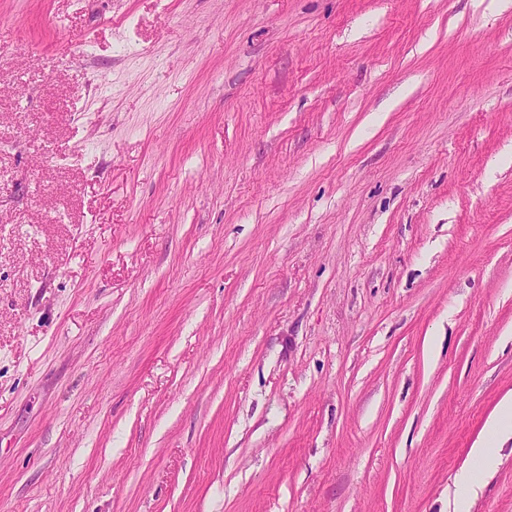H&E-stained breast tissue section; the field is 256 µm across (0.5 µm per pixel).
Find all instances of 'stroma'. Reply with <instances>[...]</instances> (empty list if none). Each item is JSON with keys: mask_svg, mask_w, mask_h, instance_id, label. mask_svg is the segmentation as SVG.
<instances>
[{"mask_svg": "<svg viewBox=\"0 0 512 512\" xmlns=\"http://www.w3.org/2000/svg\"><path fill=\"white\" fill-rule=\"evenodd\" d=\"M508 395L512 0H0V512H448Z\"/></svg>", "mask_w": 512, "mask_h": 512, "instance_id": "35a3bbf8", "label": "stroma"}]
</instances>
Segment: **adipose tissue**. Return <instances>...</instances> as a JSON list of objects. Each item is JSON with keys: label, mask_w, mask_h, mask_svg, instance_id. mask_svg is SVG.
<instances>
[{"label": "adipose tissue", "mask_w": 512, "mask_h": 512, "mask_svg": "<svg viewBox=\"0 0 512 512\" xmlns=\"http://www.w3.org/2000/svg\"><path fill=\"white\" fill-rule=\"evenodd\" d=\"M512 435V399L502 402L489 433L477 448L471 449L470 462L454 481L450 507L452 512H471L482 488V477L495 469L497 457L494 447L498 439Z\"/></svg>", "instance_id": "1"}]
</instances>
